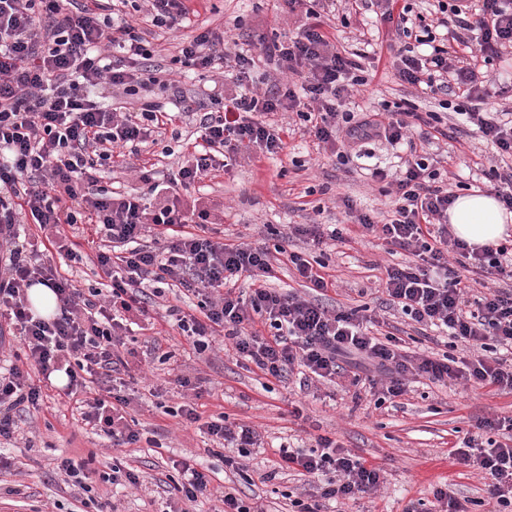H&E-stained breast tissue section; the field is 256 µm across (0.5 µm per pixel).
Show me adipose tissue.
Segmentation results:
<instances>
[{"mask_svg":"<svg viewBox=\"0 0 512 512\" xmlns=\"http://www.w3.org/2000/svg\"><path fill=\"white\" fill-rule=\"evenodd\" d=\"M448 222L456 237L473 246L497 244L512 232V215L493 195L476 189L458 194Z\"/></svg>","mask_w":512,"mask_h":512,"instance_id":"obj_1","label":"adipose tissue"}]
</instances>
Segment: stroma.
<instances>
[{
	"label": "stroma",
	"instance_id": "stroma-1",
	"mask_svg": "<svg viewBox=\"0 0 512 512\" xmlns=\"http://www.w3.org/2000/svg\"><path fill=\"white\" fill-rule=\"evenodd\" d=\"M190 7L197 22L228 31L244 49L253 48L261 37L294 35L301 18L300 13L287 12L281 0H191ZM129 19L159 50L161 65L174 69L171 88L153 90L151 102L167 107L178 92L202 93L223 82V70L208 72L173 63L179 34L152 26L140 12H131ZM376 52L383 60L376 64L370 85L352 92L354 111L370 112L378 109L380 101L403 99L415 101L420 111H439L440 95L402 83L384 60L386 48L377 47ZM179 130L181 139L162 135L157 143L142 148L133 166L114 167L107 182L135 192L142 186L140 167H153L162 177L177 171L187 159L181 142L191 138L196 126L183 122ZM425 151L445 156L441 176L455 185L484 186L485 172L494 164L492 144L474 137L435 140ZM361 152V158L341 166L335 148L317 144L300 130L289 139L286 160L257 153L230 172L212 171L202 195L214 231L221 238L240 236L247 242L273 245L288 225L306 224L315 217L324 224L352 223L344 205L348 199L361 211H383L387 201L383 185L372 181L368 171L395 168L398 152L377 140L362 141ZM318 206L323 209L319 215L314 212ZM324 260L337 287L323 303L335 309L371 303L367 291L376 285V269L392 257L384 241L356 235L348 244L326 249ZM152 339L171 352V359L163 362L158 355H145L146 343ZM128 347L131 372L144 374L142 382L125 391L139 442L127 448L105 447L103 438L82 422L74 401L60 395L57 386H47L41 407L25 415L17 442L0 443V459L11 465L10 471L0 472V512H94L87 503L91 497L111 502L115 512H179L180 502L158 494L156 482L170 473L171 461L185 456L194 457L199 468L211 470L214 485L236 488L256 499L264 512H296L295 501L307 499L309 488L297 473L278 469V449L284 445L306 450L321 435L336 439L384 472L376 490L327 502L326 512H404L412 504L419 512H431L440 489L461 500L486 499L483 473L449 450L460 434L474 432L477 421L512 415V393L454 383L414 385L398 398L394 410L376 407L367 384L354 386L344 378L303 390L295 380L263 376L233 351L197 352L160 314L151 328L137 332ZM180 372L201 380L198 403L203 420L223 414L228 422L249 425L260 433L261 445L243 458L242 471L225 469L223 459L212 453L210 436L197 426L166 414V407L179 401L174 379ZM294 401L303 408L302 418L289 412ZM111 457L138 474L139 488L118 490L103 479ZM64 458L91 471L90 494H75L55 481ZM272 470L276 478L261 482L260 474Z\"/></svg>",
	"mask_w": 512,
	"mask_h": 512
}]
</instances>
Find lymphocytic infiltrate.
<instances>
[{"mask_svg": "<svg viewBox=\"0 0 512 512\" xmlns=\"http://www.w3.org/2000/svg\"><path fill=\"white\" fill-rule=\"evenodd\" d=\"M153 26L172 32L191 25L187 0H143ZM324 0H284L288 9L305 5V20L294 37L259 41L256 52L229 53L220 29L201 26L179 41L178 62L200 69L231 66L234 87L225 95L211 93L216 109L197 113L193 99L168 112L145 102L141 111L116 112L88 98V88L106 82L125 95L167 88L153 51L128 22L112 24L82 0H0V317L7 318L23 340V352L0 371V440L20 430L22 414L43 400L39 378L65 371V394L77 400L85 425L116 448L135 444L140 434L128 423L115 376L125 368L120 349L128 327L148 317L166 288H181L197 299L198 314L167 309L184 335L205 352L217 337L231 340L236 353L264 375L333 380L342 375L360 381L377 373L389 383L377 404L402 396L409 380L433 383L461 380L481 388L512 393V363L497 350L512 351V242L476 249L452 237L448 208L455 195L439 182L440 172L418 143L433 136L453 140L458 125L440 113L419 111L406 102L383 105L378 112H354L348 91L366 85L361 64L364 50L340 51L326 30ZM399 0H382V16L396 23L402 46L391 49L399 79L422 90L445 94L444 108L464 116L473 132L496 147L502 166L491 168L490 191L512 212V113L481 107L489 58L512 50V0H435L436 26L448 24L477 32L476 46L450 52L446 43L427 36L426 52L410 40L416 21ZM129 54L130 65H116L103 56L106 48ZM287 74L285 82L264 93L243 86L258 60ZM461 93L453 104L448 96ZM276 112L299 113L307 132L319 143L337 147L340 164H348L357 145L367 139L406 146L407 157L394 180V198L386 216L361 213L356 224L380 234L387 244L408 252V259L386 267L385 303L424 327L445 330L462 342L461 356L442 357L407 352L399 340L380 339L371 330V316L360 309L335 310L319 298L335 282L318 253L327 241L346 242L348 228L334 224H296L292 236L304 251L226 244L186 231L193 219L208 220L200 206L184 209L174 202L215 170L231 169L244 149L280 155L293 130L272 121ZM198 118L200 138L182 166L165 183L148 184L140 193L116 192L102 186L104 168L121 150L137 154L152 129ZM31 217L43 238L68 259L90 258L104 276L101 287L83 290L51 262L36 257L20 243L16 226ZM89 223L95 236L69 240L68 227ZM286 254L289 265L316 299L305 300L289 286H274L272 253ZM41 284L55 293L58 313L35 316L25 292ZM486 440L465 435L452 453L491 479L493 512H512V416L484 419ZM218 443L250 455L259 443L255 430L218 417L206 425ZM281 467L318 480L316 503L299 512H321L323 500L347 499L375 489L381 468L337 445L327 436L309 450L280 448ZM237 457L224 465L236 468ZM178 479L165 490L185 503L218 498L212 512H262L246 505L235 489L212 495L207 474L190 460L174 462Z\"/></svg>", "mask_w": 512, "mask_h": 512, "instance_id": "lymphocytic-infiltrate-1", "label": "lymphocytic infiltrate"}]
</instances>
